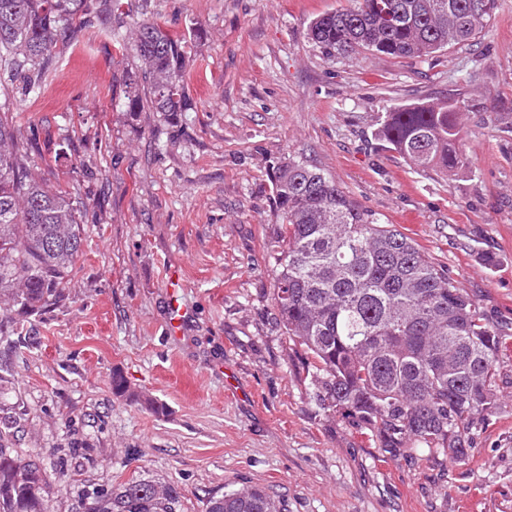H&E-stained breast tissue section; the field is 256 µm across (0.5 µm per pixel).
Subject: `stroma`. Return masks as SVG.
Returning a JSON list of instances; mask_svg holds the SVG:
<instances>
[{"label":"stroma","instance_id":"stroma-1","mask_svg":"<svg viewBox=\"0 0 512 512\" xmlns=\"http://www.w3.org/2000/svg\"><path fill=\"white\" fill-rule=\"evenodd\" d=\"M82 0L39 93L9 89L27 169L84 202L85 253L59 306L0 305V446L56 464L53 512L81 485L134 475L176 487L183 512L250 482L283 512H512V336L500 401L464 457L383 452L316 401L314 369L273 306V173L303 160L409 236L493 321L512 328V0L472 44L436 59L322 54L316 16L348 0ZM185 37L191 107L129 110L137 23ZM458 95L469 172L411 168L378 118ZM187 310L168 335L169 277ZM121 374L126 394L112 389Z\"/></svg>","mask_w":512,"mask_h":512}]
</instances>
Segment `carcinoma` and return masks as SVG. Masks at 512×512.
Segmentation results:
<instances>
[{
  "label": "carcinoma",
  "mask_w": 512,
  "mask_h": 512,
  "mask_svg": "<svg viewBox=\"0 0 512 512\" xmlns=\"http://www.w3.org/2000/svg\"><path fill=\"white\" fill-rule=\"evenodd\" d=\"M375 0L314 19L308 39L327 55L364 52L433 58L475 40L497 0ZM77 0H0V71L40 87L58 42L80 30ZM183 38L141 22L134 49L141 82L157 112H184ZM464 99L393 107L378 135L417 171L450 177L469 168L462 149ZM0 112V295L24 311L65 299L83 254L76 205L33 176L26 146ZM273 190L281 220L274 307L289 338L309 355L322 409L371 426L396 454L423 444L463 457L474 420L499 403L500 344L495 324L448 273L391 224L363 211L336 182L302 161L277 168ZM51 475L40 460L0 447V512H51ZM71 512H182L171 485L144 477L83 488ZM206 512H281L262 487L211 496Z\"/></svg>",
  "instance_id": "cac0c4a2"
}]
</instances>
